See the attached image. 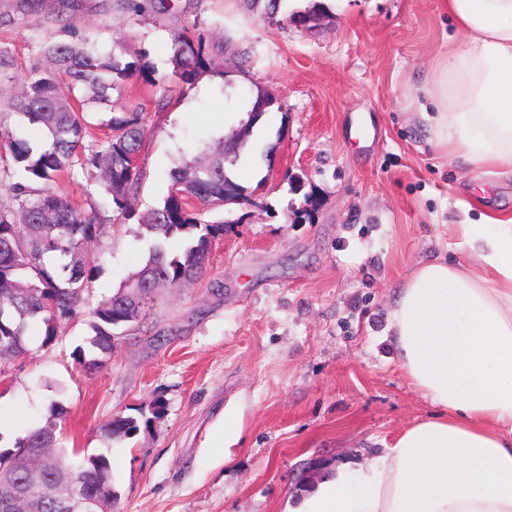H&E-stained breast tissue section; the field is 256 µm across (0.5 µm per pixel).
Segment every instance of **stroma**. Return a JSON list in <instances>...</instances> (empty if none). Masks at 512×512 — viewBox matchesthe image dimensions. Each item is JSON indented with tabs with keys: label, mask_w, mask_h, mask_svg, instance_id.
Instances as JSON below:
<instances>
[{
	"label": "stroma",
	"mask_w": 512,
	"mask_h": 512,
	"mask_svg": "<svg viewBox=\"0 0 512 512\" xmlns=\"http://www.w3.org/2000/svg\"><path fill=\"white\" fill-rule=\"evenodd\" d=\"M27 2L0 0V50L20 72L45 44L85 36L126 61L149 53L155 84L129 78L111 109L91 113L96 125L142 113L137 210L162 203L171 168L237 133L257 89L275 102L242 154L252 204L202 214L226 222L206 274L161 289L152 329L121 336L93 374L73 356L90 313L145 263L151 238L136 220L112 222L111 198L84 170L57 182L106 232L78 314L0 365L18 435L60 401L64 445L108 457L116 512H287L337 464L367 463L435 414L396 354L398 290L419 264L464 257L459 199L474 197V220L512 214V178L440 152L418 115L453 32L441 0H323L305 27L269 20L264 0H140L138 14L125 0H72L68 33L57 0L34 14ZM189 27L212 65L190 85L170 62ZM118 413L139 431L116 445L101 427Z\"/></svg>",
	"instance_id": "obj_1"
}]
</instances>
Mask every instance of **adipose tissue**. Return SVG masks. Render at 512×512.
Here are the masks:
<instances>
[{
    "instance_id": "ef3b65f1",
    "label": "adipose tissue",
    "mask_w": 512,
    "mask_h": 512,
    "mask_svg": "<svg viewBox=\"0 0 512 512\" xmlns=\"http://www.w3.org/2000/svg\"><path fill=\"white\" fill-rule=\"evenodd\" d=\"M454 25L421 117L448 155L512 173V0H442ZM457 231L482 273L422 264L391 318L399 360L436 408L363 469L292 512H512V218Z\"/></svg>"
}]
</instances>
